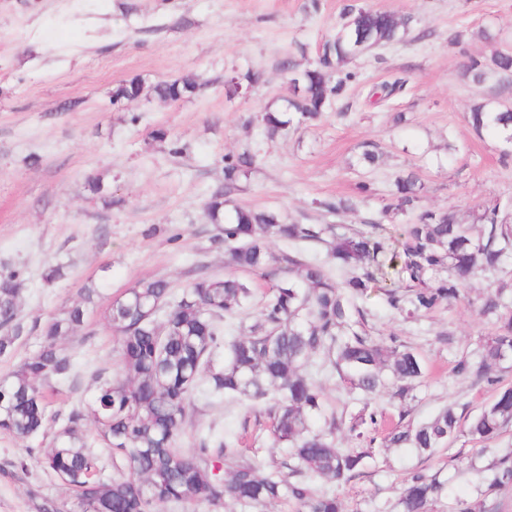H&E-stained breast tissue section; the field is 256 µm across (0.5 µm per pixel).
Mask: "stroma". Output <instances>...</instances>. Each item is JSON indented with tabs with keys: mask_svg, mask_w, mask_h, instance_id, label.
Masks as SVG:
<instances>
[{
	"mask_svg": "<svg viewBox=\"0 0 512 512\" xmlns=\"http://www.w3.org/2000/svg\"><path fill=\"white\" fill-rule=\"evenodd\" d=\"M350 2L320 0L314 13L308 0H0V271L21 273L25 328L80 301L87 283L101 292L61 342L75 376L59 383L53 410L65 416L88 401L96 369L116 372L117 340L104 319L114 296L157 278L178 296L198 272L225 273L224 244L205 211L224 154L248 147L257 159L235 204L273 208L301 224L327 223L319 201L343 196L356 208L337 223L359 226L410 170L426 186L419 209L451 207L466 224L473 201L512 197V162L501 161L497 138L476 134L464 119L479 101L512 105V77L478 84L460 75L469 57L512 50V0H362L409 19L407 35L355 58L354 80L321 121L273 139L262 134L261 112L289 95L280 61L312 63ZM457 32L463 43L450 44ZM189 71L210 81L195 96L112 105L125 80L150 85ZM233 71L255 72L257 86L227 95L224 78ZM397 75L408 80L405 95L367 101L370 88ZM398 112L406 116L399 124ZM365 141L383 153L377 167L356 162ZM175 145L182 153H172ZM92 177L101 178V192L90 190ZM362 184L369 194L359 193ZM56 265L63 277L45 283ZM485 286L474 281L464 301L415 322L366 300V332L380 342L398 336L425 362L411 421L446 405L469 414L490 399L485 387L451 372L456 357L477 354L493 330L474 311ZM210 431L240 435V458L259 467L287 458L270 435L265 404L198 398L178 445L194 448ZM50 445L0 432V512H35L33 489L62 512H79L73 492L26 454ZM484 464L462 439L428 460L385 448L363 476L333 489L346 512H395L406 473L423 466L445 484L434 512H457L458 502L479 501L474 469Z\"/></svg>",
	"mask_w": 512,
	"mask_h": 512,
	"instance_id": "1",
	"label": "stroma"
}]
</instances>
